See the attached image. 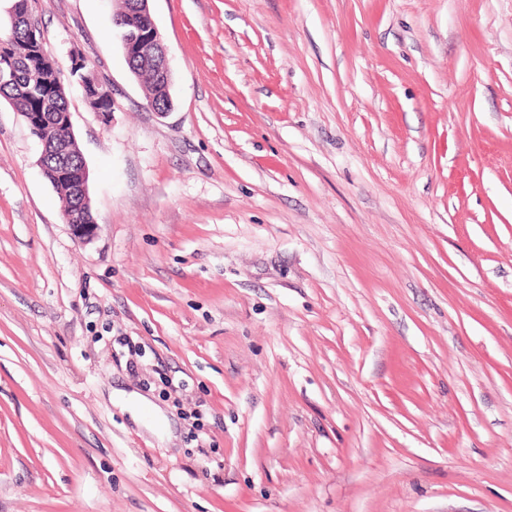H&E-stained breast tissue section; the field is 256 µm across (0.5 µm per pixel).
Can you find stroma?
I'll use <instances>...</instances> for the list:
<instances>
[{"label": "stroma", "mask_w": 512, "mask_h": 512, "mask_svg": "<svg viewBox=\"0 0 512 512\" xmlns=\"http://www.w3.org/2000/svg\"><path fill=\"white\" fill-rule=\"evenodd\" d=\"M117 7L93 239L0 99V512H512V0H150L162 115ZM129 64L133 73L144 83L147 102L151 99L157 100L158 98L164 97L165 92L163 89L165 86L154 73L143 70V68L139 66L137 59L129 61ZM49 182L51 183V185L55 188V190L60 195L65 213L76 215V210L74 208L75 197H74V191H73L72 185H70L66 182H63V181H57V182L49 181ZM64 211H62L63 221L66 224L70 225L72 231L78 238L87 240V239L92 238L95 235V232H96V229L98 226L96 222L93 221L91 224L75 223L72 221V218L70 216H68L64 213ZM75 219L79 220L81 222H84L85 217L78 214L75 216Z\"/></svg>", "instance_id": "obj_1"}]
</instances>
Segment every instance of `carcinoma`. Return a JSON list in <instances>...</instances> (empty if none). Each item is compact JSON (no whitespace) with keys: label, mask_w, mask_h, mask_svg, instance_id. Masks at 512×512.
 Wrapping results in <instances>:
<instances>
[{"label":"carcinoma","mask_w":512,"mask_h":512,"mask_svg":"<svg viewBox=\"0 0 512 512\" xmlns=\"http://www.w3.org/2000/svg\"><path fill=\"white\" fill-rule=\"evenodd\" d=\"M25 30L26 24L24 23L8 25L5 30L0 31V45L7 46L9 52L18 57H24L28 49ZM129 64L133 73L144 83L146 99L156 100L164 97V84L154 73L141 68L135 59L129 61ZM0 98L30 112L50 113L47 122L41 127V131H35L33 135L45 141L47 147H54L56 130L51 113L69 111L61 70H54L50 64L44 62L41 67L25 77L24 83L13 85L5 82L1 84ZM51 185L60 195L65 213L73 214L75 219L84 221L85 217L77 214L74 208L75 197L72 185L63 181H53Z\"/></svg>","instance_id":"cac0c4a2"}]
</instances>
